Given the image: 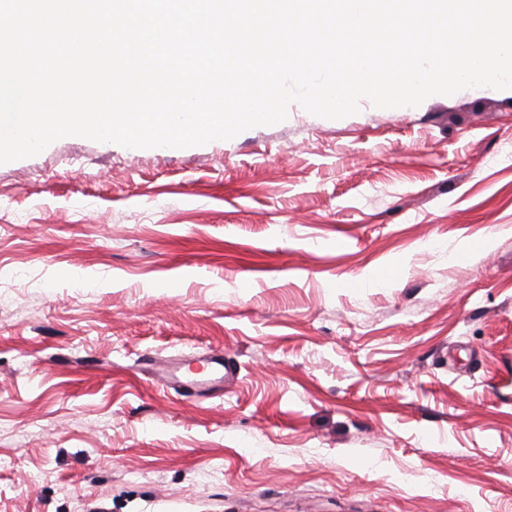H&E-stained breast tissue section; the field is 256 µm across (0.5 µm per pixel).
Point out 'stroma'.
Wrapping results in <instances>:
<instances>
[{"instance_id":"obj_1","label":"stroma","mask_w":512,"mask_h":512,"mask_svg":"<svg viewBox=\"0 0 512 512\" xmlns=\"http://www.w3.org/2000/svg\"><path fill=\"white\" fill-rule=\"evenodd\" d=\"M360 107L0 164V512H512V90Z\"/></svg>"}]
</instances>
